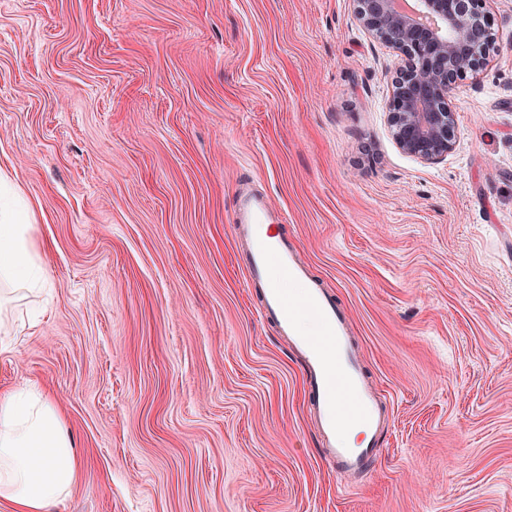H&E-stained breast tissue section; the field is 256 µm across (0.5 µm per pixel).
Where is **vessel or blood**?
Returning <instances> with one entry per match:
<instances>
[{
	"instance_id": "vessel-or-blood-1",
	"label": "vessel or blood",
	"mask_w": 512,
	"mask_h": 512,
	"mask_svg": "<svg viewBox=\"0 0 512 512\" xmlns=\"http://www.w3.org/2000/svg\"><path fill=\"white\" fill-rule=\"evenodd\" d=\"M235 214L236 235L249 253V283L262 291L258 314L277 325L304 365L312 412L337 476L361 477L377 454L390 410L364 372L351 323L281 234L265 196L238 194ZM289 282L305 284L304 293L292 296Z\"/></svg>"
}]
</instances>
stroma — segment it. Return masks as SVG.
Wrapping results in <instances>:
<instances>
[{
  "label": "stroma",
  "mask_w": 512,
  "mask_h": 512,
  "mask_svg": "<svg viewBox=\"0 0 512 512\" xmlns=\"http://www.w3.org/2000/svg\"><path fill=\"white\" fill-rule=\"evenodd\" d=\"M428 164L356 0H0V172L50 293L0 392L82 453L61 512H512V0ZM256 188L352 323L392 421L340 486L234 235Z\"/></svg>",
  "instance_id": "stroma-1"
}]
</instances>
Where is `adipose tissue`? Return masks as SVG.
I'll use <instances>...</instances> for the list:
<instances>
[{"label":"adipose tissue","mask_w":512,"mask_h":512,"mask_svg":"<svg viewBox=\"0 0 512 512\" xmlns=\"http://www.w3.org/2000/svg\"><path fill=\"white\" fill-rule=\"evenodd\" d=\"M27 209L0 205V337L12 336V302L38 296L48 277ZM80 458L64 417L33 384L0 393V500L13 512H49L77 483Z\"/></svg>","instance_id":"1"}]
</instances>
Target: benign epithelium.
<instances>
[{
	"mask_svg": "<svg viewBox=\"0 0 512 512\" xmlns=\"http://www.w3.org/2000/svg\"><path fill=\"white\" fill-rule=\"evenodd\" d=\"M357 2L363 27L405 60L388 105L394 140L403 152L435 163L456 143L451 101L462 82L478 74L495 50L487 0H418V13L438 22L443 35L398 12L397 0Z\"/></svg>",
	"mask_w": 512,
	"mask_h": 512,
	"instance_id": "7a95c632",
	"label": "benign epithelium"
}]
</instances>
